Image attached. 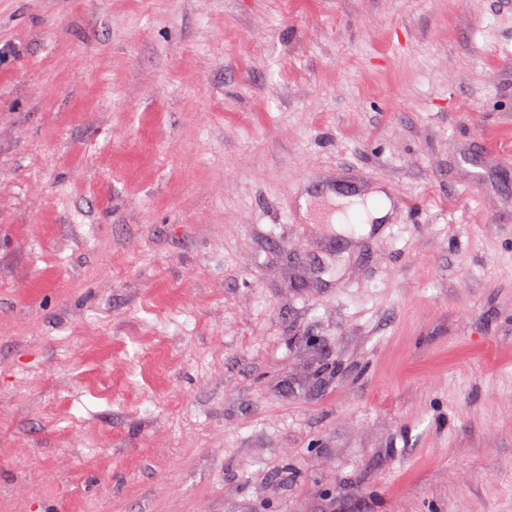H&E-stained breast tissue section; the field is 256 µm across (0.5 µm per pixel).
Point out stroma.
<instances>
[{
    "mask_svg": "<svg viewBox=\"0 0 512 512\" xmlns=\"http://www.w3.org/2000/svg\"><path fill=\"white\" fill-rule=\"evenodd\" d=\"M0 512H512V0H0ZM331 201L336 205V208L343 207L349 214L356 213L363 219H366L368 214L371 218H381L388 209L384 204L383 194L369 197L365 200V203H362L361 198L345 196L333 197Z\"/></svg>",
    "mask_w": 512,
    "mask_h": 512,
    "instance_id": "35a3bbf8",
    "label": "stroma"
}]
</instances>
